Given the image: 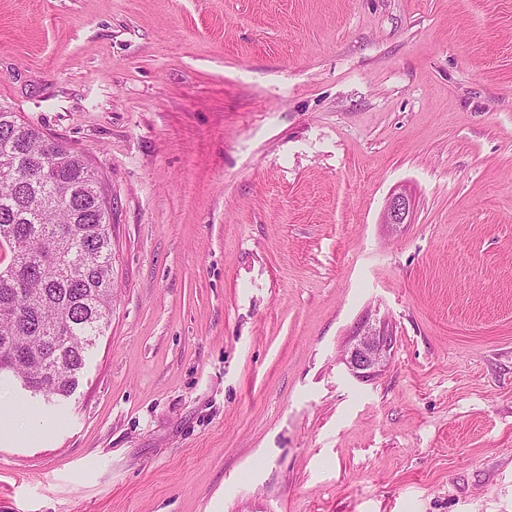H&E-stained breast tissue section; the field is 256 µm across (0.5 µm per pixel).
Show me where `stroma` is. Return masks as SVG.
I'll return each instance as SVG.
<instances>
[{
  "label": "stroma",
  "instance_id": "stroma-1",
  "mask_svg": "<svg viewBox=\"0 0 512 512\" xmlns=\"http://www.w3.org/2000/svg\"><path fill=\"white\" fill-rule=\"evenodd\" d=\"M0 104L114 224L0 512H512V0H0ZM354 336L359 339L347 351V364L358 377H368L390 353L393 337L384 334L370 322L360 324Z\"/></svg>",
  "mask_w": 512,
  "mask_h": 512
}]
</instances>
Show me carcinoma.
<instances>
[{"label":"carcinoma","mask_w":512,"mask_h":512,"mask_svg":"<svg viewBox=\"0 0 512 512\" xmlns=\"http://www.w3.org/2000/svg\"><path fill=\"white\" fill-rule=\"evenodd\" d=\"M112 202L62 140L0 106V374L69 397L112 317Z\"/></svg>","instance_id":"carcinoma-1"}]
</instances>
